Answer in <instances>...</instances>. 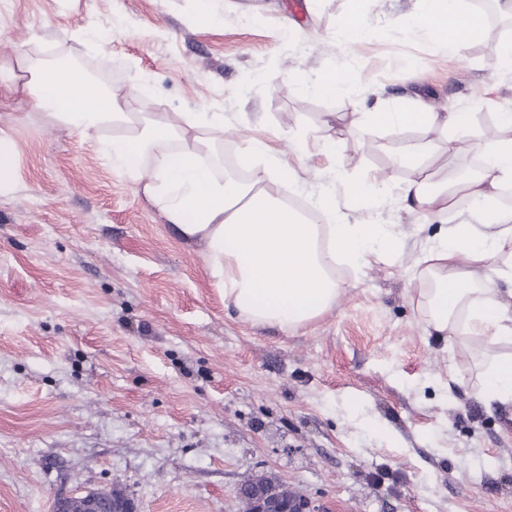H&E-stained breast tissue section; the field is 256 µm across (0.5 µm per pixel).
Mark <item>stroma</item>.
Wrapping results in <instances>:
<instances>
[{"instance_id": "1", "label": "stroma", "mask_w": 512, "mask_h": 512, "mask_svg": "<svg viewBox=\"0 0 512 512\" xmlns=\"http://www.w3.org/2000/svg\"><path fill=\"white\" fill-rule=\"evenodd\" d=\"M0 0V56H64L105 82L148 79L145 112H220L237 143L263 137L313 202L322 172L394 173L409 141L350 127L359 93L325 99L302 81L361 71L374 99L442 112H512L490 28L462 55L402 33L419 0ZM372 21L355 47L339 16ZM264 73L271 85L242 91ZM332 112L336 159L298 157ZM15 188L0 193V512L123 488L137 512H238L234 490L265 474L317 512H512V401L479 398L477 343L447 344L418 309L411 264L437 230L395 194L347 224H392L403 253L336 273L342 292L293 333L225 306L199 244L183 240L94 140L47 128L0 90Z\"/></svg>"}]
</instances>
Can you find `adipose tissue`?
<instances>
[{
	"label": "adipose tissue",
	"mask_w": 512,
	"mask_h": 512,
	"mask_svg": "<svg viewBox=\"0 0 512 512\" xmlns=\"http://www.w3.org/2000/svg\"><path fill=\"white\" fill-rule=\"evenodd\" d=\"M451 18L463 26L456 39L447 35ZM402 27L428 35L456 55L478 37L483 21L469 0H421ZM0 88L24 94L50 125L93 138L113 171L184 240L202 245L206 269L225 304L254 324L285 332L305 326L335 305L341 293L337 263L402 251V234L392 226L337 223L333 206L339 188L353 205L372 207L392 178L360 180L335 172L334 186L317 199L324 221L315 224L273 192V183H293L294 174L264 140H250L238 153L243 176L225 171L223 113L140 112L135 104L146 83L132 90L106 85L74 65L31 52L0 58ZM308 89L323 98L353 91L366 97L371 82L359 72L324 73ZM351 124L368 134L425 129L440 135L439 144L408 143L393 156L394 169L408 173L401 199L439 227L414 262L419 304L447 342L478 339L490 348L512 342V208L498 204L503 189L512 187V113H495L492 135L473 113L425 106L373 105L354 113ZM463 151L478 156V174L441 185L431 180L427 171L443 155ZM461 198L478 208L470 221L449 223ZM479 393L512 399L511 354L495 355Z\"/></svg>",
	"instance_id": "obj_1"
}]
</instances>
